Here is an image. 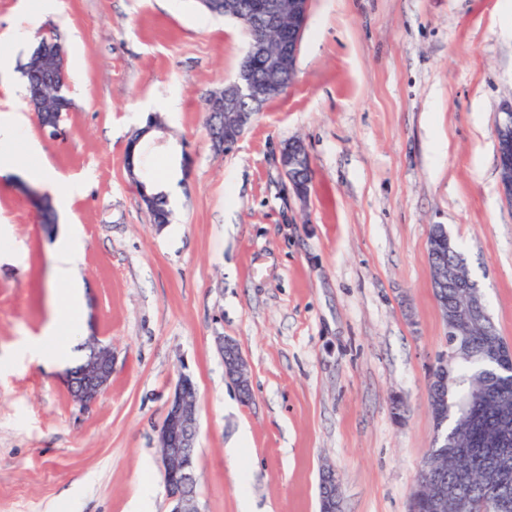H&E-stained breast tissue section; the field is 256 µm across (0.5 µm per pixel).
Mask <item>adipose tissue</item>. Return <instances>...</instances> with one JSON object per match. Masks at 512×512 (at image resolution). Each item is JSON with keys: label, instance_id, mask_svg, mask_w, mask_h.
<instances>
[{"label": "adipose tissue", "instance_id": "obj_1", "mask_svg": "<svg viewBox=\"0 0 512 512\" xmlns=\"http://www.w3.org/2000/svg\"><path fill=\"white\" fill-rule=\"evenodd\" d=\"M82 260V248L76 232L63 235L55 254L54 275L64 285L61 310L56 318L48 322L42 336L28 341L23 350L30 357L53 359L66 352L65 337L74 336L83 330L84 293L83 282L77 275Z\"/></svg>", "mask_w": 512, "mask_h": 512}]
</instances>
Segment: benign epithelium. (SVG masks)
I'll return each mask as SVG.
<instances>
[{"mask_svg": "<svg viewBox=\"0 0 512 512\" xmlns=\"http://www.w3.org/2000/svg\"><path fill=\"white\" fill-rule=\"evenodd\" d=\"M309 0H250L247 8H231L224 0V15L236 19L251 36L245 57L235 76L224 83V90L211 94L208 109L232 116L224 123V152H230L250 126L257 112L269 98L281 94L269 80L258 81L254 72L260 68L267 75L288 72L293 83L303 31L307 22ZM247 99L254 105L249 112H237V103ZM42 127L54 135L58 126L43 112V100L29 102ZM497 144L499 186L502 198L512 204V100L504 102L493 117ZM163 128L153 123L137 132L129 141L127 158L135 163L147 147L145 137ZM280 166L289 183L301 198L309 193V181L303 178L311 170L306 148L300 142L286 144L280 152ZM433 287L456 289L453 301L439 305L448 326V350L438 356L429 376L430 412L441 421L446 411L455 410L448 400L449 390L456 384L451 364L473 358V338L482 339L478 366L489 379L477 383L468 417L456 433L440 434L434 447L425 453L419 467L415 490L410 501L427 500L431 512H448L457 500L456 485L479 479L484 487L485 512H512V346L499 337L497 327L485 308L481 288L471 278L465 261L456 259L443 266H433ZM221 353L232 356L226 375L238 390L250 388L245 362L238 346L231 340L220 343ZM112 379V351L104 357H94L89 365L72 369L68 385L75 400L83 407L92 404L109 386ZM198 434L197 388L193 379L179 377L168 402L167 411L158 431L170 512H201L196 493L197 473L192 448ZM462 462L454 484L442 482L439 470L428 465L430 460H442L448 454ZM322 512H339L341 500L336 475L326 470L320 482Z\"/></svg>", "mask_w": 512, "mask_h": 512, "instance_id": "benign-epithelium-1", "label": "benign epithelium"}]
</instances>
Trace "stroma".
Returning <instances> with one entry per match:
<instances>
[{
    "instance_id": "stroma-1",
    "label": "stroma",
    "mask_w": 512,
    "mask_h": 512,
    "mask_svg": "<svg viewBox=\"0 0 512 512\" xmlns=\"http://www.w3.org/2000/svg\"><path fill=\"white\" fill-rule=\"evenodd\" d=\"M49 35L73 101L55 137L21 74ZM246 50L240 26L198 0H0V117L23 116L16 151L73 188L47 233L25 188L48 194L49 180L0 160V356L54 315L53 245L73 227L85 288L64 362L0 367V512H170L158 429L183 374L198 391L202 512H238L243 492L255 512H319L326 469L341 512H408L447 349L435 224L512 344V205L493 131L512 97L504 0H311L294 84L224 154L205 99ZM152 117L166 130L143 179L168 199L161 230L127 171ZM295 140L313 171L304 199L278 161ZM221 336L239 346L250 402ZM92 340L111 348L112 380L83 407L66 379ZM448 234V238H449V233L447 231V228L445 225L443 224H435V225H432V229H431V232H430V237H429V246H428V252L431 253L429 255V259H430V262L432 261H436L437 259H452L454 257H456V255H461V252L455 247V245L453 244V242H451V250L450 252H448V247L444 248V250L442 251V257L440 256H435L433 257L432 253H435L437 251H439L442 247V239H443V236L447 235Z\"/></svg>"
}]
</instances>
